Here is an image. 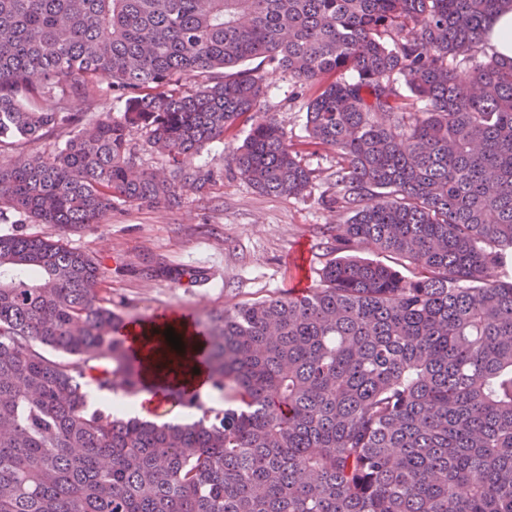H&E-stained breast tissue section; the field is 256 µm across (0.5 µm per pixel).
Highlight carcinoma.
I'll list each match as a JSON object with an SVG mask.
<instances>
[{
	"label": "carcinoma",
	"mask_w": 512,
	"mask_h": 512,
	"mask_svg": "<svg viewBox=\"0 0 512 512\" xmlns=\"http://www.w3.org/2000/svg\"><path fill=\"white\" fill-rule=\"evenodd\" d=\"M506 2L0 0V207L66 226L174 203L241 125L228 165L304 196L259 59L320 86L308 144L336 149L351 213L318 287L195 320L224 406L167 390L189 424L89 409L90 386L145 388L100 267L0 235V512H512V278H490L512 257V61L476 58ZM143 131L170 174L135 170Z\"/></svg>",
	"instance_id": "cac0c4a2"
}]
</instances>
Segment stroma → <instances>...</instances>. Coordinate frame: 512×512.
<instances>
[{
  "mask_svg": "<svg viewBox=\"0 0 512 512\" xmlns=\"http://www.w3.org/2000/svg\"><path fill=\"white\" fill-rule=\"evenodd\" d=\"M263 111L275 113L303 165L313 172L300 198L258 193L226 159L245 128L203 147L193 167L211 172L203 191L184 190L176 204L139 205L119 199L101 224H39L12 210L0 213L1 234L49 236L88 254L103 277L100 296L125 319L168 309L206 317L281 290L317 287L334 259L322 235L341 222L336 209L338 156L308 146L306 104L315 88H296L287 75L261 67Z\"/></svg>",
  "mask_w": 512,
  "mask_h": 512,
  "instance_id": "stroma-1",
  "label": "stroma"
}]
</instances>
